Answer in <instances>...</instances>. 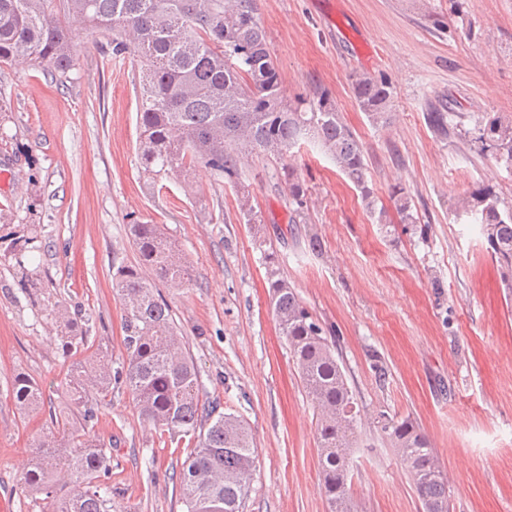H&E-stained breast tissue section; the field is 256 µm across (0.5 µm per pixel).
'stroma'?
<instances>
[{"mask_svg": "<svg viewBox=\"0 0 512 512\" xmlns=\"http://www.w3.org/2000/svg\"><path fill=\"white\" fill-rule=\"evenodd\" d=\"M286 100L327 91L359 139L380 203L393 187L415 224H378L335 162L308 141L290 152L307 187L290 223L279 160L243 155L238 185L204 165L152 185L142 173L140 66L105 38L72 33L76 65L55 80L26 59L0 66V512H42L22 489L32 436L64 400L67 365L52 302L88 342L125 360L112 272L135 263L132 224L164 225L189 266L156 282L208 398L248 423L256 471L244 512H326L316 412L270 306L265 250L324 330L361 414L352 487L362 512H421L384 426L411 420L449 476L450 512H512V291L463 201L492 186L512 209V169L480 151L477 123L512 117V0H258ZM386 78L392 120L371 125L352 79ZM448 115V130L428 113ZM248 191L259 223L239 214ZM42 388L36 414L10 390ZM93 432L112 456V512H184L174 472L126 390ZM12 398L23 412L37 410L42 403V389L39 384L25 375H17L12 384Z\"/></svg>", "mask_w": 512, "mask_h": 512, "instance_id": "35a3bbf8", "label": "stroma"}]
</instances>
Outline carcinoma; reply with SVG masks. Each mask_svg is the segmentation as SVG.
<instances>
[{
	"instance_id": "cac0c4a2",
	"label": "carcinoma",
	"mask_w": 512,
	"mask_h": 512,
	"mask_svg": "<svg viewBox=\"0 0 512 512\" xmlns=\"http://www.w3.org/2000/svg\"><path fill=\"white\" fill-rule=\"evenodd\" d=\"M107 39L113 59L141 64L137 109L138 157L154 184L187 176L203 163L215 176L238 183L239 149L279 159L309 137L317 142L360 193L379 224L386 210L369 187L362 146L343 121L335 101L321 90L294 104L281 91L258 17L257 0H0V63L23 56L55 77L76 64L72 27ZM359 109L370 124L387 123L392 87L383 77L362 75L352 83ZM478 140L512 166V121L481 119ZM292 223L304 220L306 188L295 167L282 164ZM401 224H416L411 198L392 191ZM240 215L259 224L250 197L241 194ZM468 210L486 238L507 287L512 288V211L499 209L489 186L475 189ZM134 265H120L113 287L124 302L126 359L112 366L108 351L86 345L82 328L67 322L55 337L72 360L66 403L47 431L33 439L21 463L25 489L42 496L46 512H112V463L92 433L112 388L127 390L155 442L186 439L179 488L186 512H243L254 478L256 450L247 422L203 397L198 372L174 330L168 304L156 297L146 273L162 281L187 279L185 262L158 224H131ZM268 266L273 316L317 412L321 492L326 512H358L350 482V435L359 417L345 374L323 328L279 277L274 252ZM12 398L23 412L42 403L39 384L18 375ZM385 431L404 465L422 512H450L448 475L428 437L412 422L389 423Z\"/></svg>"
}]
</instances>
